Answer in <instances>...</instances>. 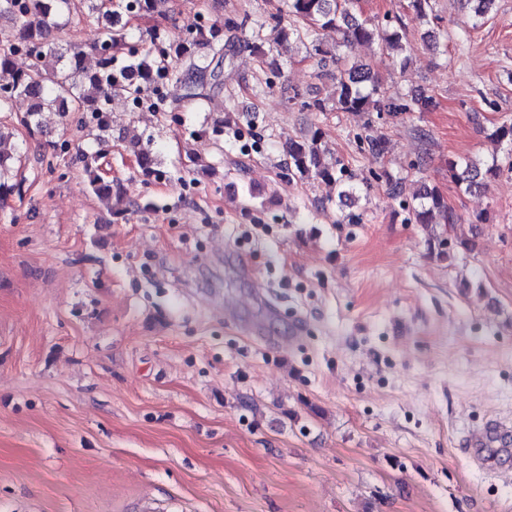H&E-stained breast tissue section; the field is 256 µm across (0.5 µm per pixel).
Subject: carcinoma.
I'll list each match as a JSON object with an SVG mask.
<instances>
[{"label":"carcinoma","mask_w":512,"mask_h":512,"mask_svg":"<svg viewBox=\"0 0 512 512\" xmlns=\"http://www.w3.org/2000/svg\"><path fill=\"white\" fill-rule=\"evenodd\" d=\"M69 0H0V15L8 16L13 26L0 32V112L8 109L12 99L25 97L30 100L29 112L21 118L28 129L40 126L39 115L49 108L64 119L71 112H81L95 121L93 129L98 144L108 143L103 136L108 126L106 114L112 95L126 96L134 103L140 101L145 89L161 78L172 76L181 83L186 96L206 99L223 88L224 76L221 64L234 56L236 44L228 39L220 43L221 29L212 25H191L184 37L177 42H167L162 35H153V47L144 54L127 52V60L118 63V54L128 45L123 17H136L162 13L168 0H113L106 7L103 0H89L91 12L96 14L99 25L94 50L98 55L96 66L83 63V51L69 48L62 51L51 41V33L69 25L70 19L59 23ZM469 5L467 21L472 24L492 10L495 0H465ZM353 0H281L276 13L268 16V22L247 28L248 19L231 21L228 28L250 30L251 40L260 44L269 41L272 46L282 47L296 40H309L317 29H334L342 34L343 42L369 43L381 40L388 55L407 65L409 56L404 36L398 30L379 33L367 21L358 19L352 9ZM271 26L273 37L263 35L265 26ZM25 47L32 59L26 71L17 70L13 64L15 46ZM314 55L319 57L321 68L327 62L336 64V72L330 74L334 91L326 98L301 99V94L291 90L288 100H301V105L313 112H386L393 117L403 112H423L430 98L424 95H407L402 98L387 96L379 88L375 75L366 64H350L335 50L312 44ZM218 56L211 65L203 56ZM323 132L315 130L311 135L290 139L284 152L288 157V174L299 180L319 179L339 189V195L356 197L358 187L351 183L352 176L344 167H337L324 159ZM126 151L131 153L147 173L161 176L155 168V158L141 142H131ZM84 170L93 193L103 202L121 201L120 192L112 191V181L102 177L91 162L84 161ZM448 173L457 185L470 191L481 186L478 179L490 181L500 174V167L493 163L482 169L467 161L463 164L448 161ZM410 220L424 228L431 224H456L454 212L448 209L438 190L423 187L417 202L409 207Z\"/></svg>","instance_id":"obj_1"}]
</instances>
